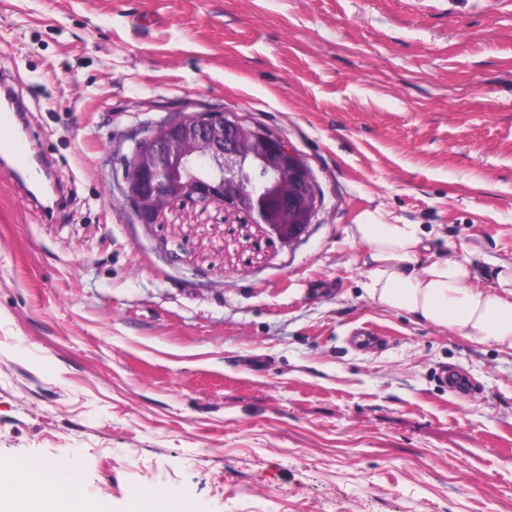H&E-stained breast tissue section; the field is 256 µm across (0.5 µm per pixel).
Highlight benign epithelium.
Returning <instances> with one entry per match:
<instances>
[{
	"label": "benign epithelium",
	"mask_w": 512,
	"mask_h": 512,
	"mask_svg": "<svg viewBox=\"0 0 512 512\" xmlns=\"http://www.w3.org/2000/svg\"><path fill=\"white\" fill-rule=\"evenodd\" d=\"M119 194L142 224L176 200L217 204L294 242L315 209L316 186L287 139L230 112H182L130 137Z\"/></svg>",
	"instance_id": "7a95c632"
}]
</instances>
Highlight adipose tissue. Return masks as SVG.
<instances>
[{"mask_svg":"<svg viewBox=\"0 0 512 512\" xmlns=\"http://www.w3.org/2000/svg\"><path fill=\"white\" fill-rule=\"evenodd\" d=\"M350 237L364 249L363 291L372 303L512 351V265L487 286L466 255H427L420 225L369 219L352 225ZM80 487L75 467L52 479L41 468L0 465V489L11 491L19 512H86Z\"/></svg>","mask_w":512,"mask_h":512,"instance_id":"adipose-tissue-1","label":"adipose tissue"}]
</instances>
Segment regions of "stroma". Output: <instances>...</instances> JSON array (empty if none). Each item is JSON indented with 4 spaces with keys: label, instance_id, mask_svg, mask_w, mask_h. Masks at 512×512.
Listing matches in <instances>:
<instances>
[{
    "label": "stroma",
    "instance_id": "1",
    "mask_svg": "<svg viewBox=\"0 0 512 512\" xmlns=\"http://www.w3.org/2000/svg\"><path fill=\"white\" fill-rule=\"evenodd\" d=\"M0 70L70 194L0 165V462L77 461L92 512H512V353L370 302L348 236L512 263V0H0ZM212 108L311 169L292 246L119 203L130 134Z\"/></svg>",
    "mask_w": 512,
    "mask_h": 512
}]
</instances>
